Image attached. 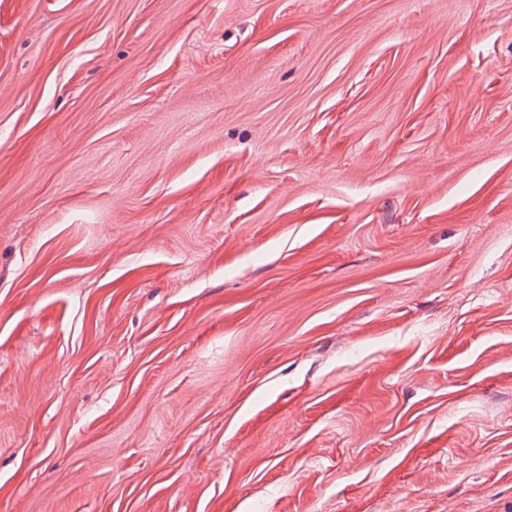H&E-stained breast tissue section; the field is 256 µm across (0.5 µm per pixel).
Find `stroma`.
<instances>
[{"instance_id": "1", "label": "stroma", "mask_w": 512, "mask_h": 512, "mask_svg": "<svg viewBox=\"0 0 512 512\" xmlns=\"http://www.w3.org/2000/svg\"><path fill=\"white\" fill-rule=\"evenodd\" d=\"M0 512H512V0H0Z\"/></svg>"}]
</instances>
